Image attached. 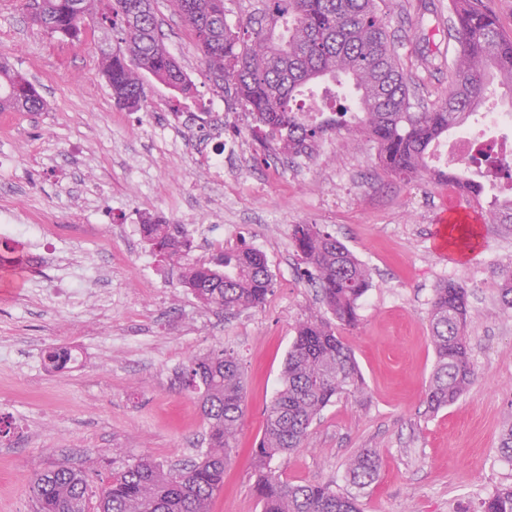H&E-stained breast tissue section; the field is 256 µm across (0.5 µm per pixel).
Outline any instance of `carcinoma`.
Here are the masks:
<instances>
[{
	"label": "carcinoma",
	"mask_w": 512,
	"mask_h": 512,
	"mask_svg": "<svg viewBox=\"0 0 512 512\" xmlns=\"http://www.w3.org/2000/svg\"><path fill=\"white\" fill-rule=\"evenodd\" d=\"M194 32L203 64L215 81L233 86L252 115L251 136L276 159L309 156L328 131H353L378 146L379 164L407 181L426 177L476 190L456 170L432 169L433 146L448 130L466 124L488 87L501 74V56L512 36L497 21H474L475 0H451L453 37L460 46L448 90L431 108L415 111L386 13L378 0H258L237 30L227 24L224 0H172ZM31 20L51 34L79 40L89 28L104 31L98 48L117 103L138 110L146 101L145 75L165 83L175 99L190 95V82L162 41L151 0H33ZM356 95L330 125L304 119L303 97L324 81ZM46 102L34 84L0 60V112H41ZM493 223L512 224V198L495 201ZM142 232L162 260L180 270L182 285L203 305L225 312L263 303L272 289L266 256L252 247L224 252L207 264L189 260L191 242L175 224L154 216ZM292 239L307 274L320 288L333 321L311 319L298 327L281 385L264 416V432L251 459L262 512H358L355 499L330 483L291 484L279 462L302 447L308 430L334 400L359 390L361 373L336 325L358 322L370 271L335 235L318 224H295ZM30 266L8 247L0 268ZM500 300L512 308V264L501 270ZM468 291L444 282L433 289L430 332L435 365L426 393L428 411L455 403L473 383L465 329ZM179 389L196 399L206 424L199 460L165 468L136 459L95 491L87 476L61 466L32 480L34 512H209L224 487V468L236 448L244 416L243 371L235 353L214 348L181 368ZM378 460L370 452L349 469L352 484L373 481ZM482 512H512V486L483 501Z\"/></svg>",
	"instance_id": "1"
}]
</instances>
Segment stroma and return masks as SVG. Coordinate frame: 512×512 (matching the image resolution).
Returning <instances> with one entry per match:
<instances>
[{
    "instance_id": "35a3bbf8",
    "label": "stroma",
    "mask_w": 512,
    "mask_h": 512,
    "mask_svg": "<svg viewBox=\"0 0 512 512\" xmlns=\"http://www.w3.org/2000/svg\"><path fill=\"white\" fill-rule=\"evenodd\" d=\"M26 0H0V52L35 82L43 112H0V210L25 208L58 227L54 253L12 239L33 262L26 272L0 270V512H32L29 484L57 465L82 471L93 485L140 457L170 467L193 461L205 433L199 404L181 393L175 373L188 358L224 346L245 375L246 416L238 449L224 470L211 512H261L249 453L261 437L263 411L275 395L302 322L324 316L291 238L295 224H319L370 270L356 327L337 334L353 351L362 386L326 407L302 448L282 460L294 484L329 482L357 500L360 512H481L496 489L512 485V462L499 451L512 423V309L499 298V271L512 264V226L488 221L484 245L467 257L440 256L431 243L448 187L385 173L374 143L346 132L318 141L313 159L266 161L248 127L250 115L219 88L202 63L190 27L171 0H154L165 43L191 75L194 96L224 103L222 176L203 167L208 129L188 135L172 91L149 80L141 110L118 106L101 66L100 33L78 43L32 24ZM451 0H390L388 32L411 90L427 106L448 88L458 46L448 35ZM217 215L225 250L249 246L267 258L274 286L258 307L233 315L207 308L179 284L176 269L145 242L153 215L180 225L190 257L213 251L196 225ZM91 224L101 244L76 243L75 226ZM106 270L93 285L103 311L57 299L76 266ZM466 285L475 381L453 405L427 413L435 364L429 312L434 287ZM83 354L81 367L48 371L43 352ZM380 467L358 488L349 468L363 452Z\"/></svg>"
}]
</instances>
